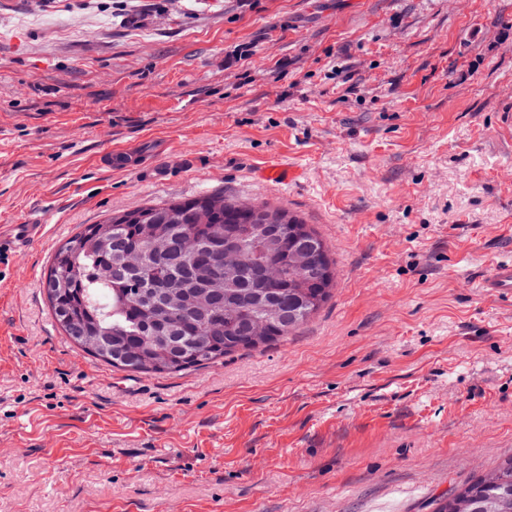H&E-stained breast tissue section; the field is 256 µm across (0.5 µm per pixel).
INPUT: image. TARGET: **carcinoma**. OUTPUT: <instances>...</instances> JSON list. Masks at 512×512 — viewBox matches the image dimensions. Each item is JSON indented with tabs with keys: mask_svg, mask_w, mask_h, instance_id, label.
<instances>
[{
	"mask_svg": "<svg viewBox=\"0 0 512 512\" xmlns=\"http://www.w3.org/2000/svg\"><path fill=\"white\" fill-rule=\"evenodd\" d=\"M90 224L60 246L44 283L55 320L96 359L132 373L178 372L287 337L330 296L333 260L322 238L284 210L206 194ZM221 270L185 242L224 243ZM167 244L140 268L125 250ZM435 512H512V461L461 486Z\"/></svg>",
	"mask_w": 512,
	"mask_h": 512,
	"instance_id": "carcinoma-1",
	"label": "carcinoma"
}]
</instances>
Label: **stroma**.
<instances>
[{
	"label": "stroma",
	"mask_w": 512,
	"mask_h": 512,
	"mask_svg": "<svg viewBox=\"0 0 512 512\" xmlns=\"http://www.w3.org/2000/svg\"><path fill=\"white\" fill-rule=\"evenodd\" d=\"M509 110L512 0H0V231L46 227L0 257V512H434L511 461ZM213 193L324 240L308 322L161 374L64 335L61 244ZM481 288L489 296L512 299V263L498 262L481 280Z\"/></svg>",
	"instance_id": "35a3bbf8"
}]
</instances>
